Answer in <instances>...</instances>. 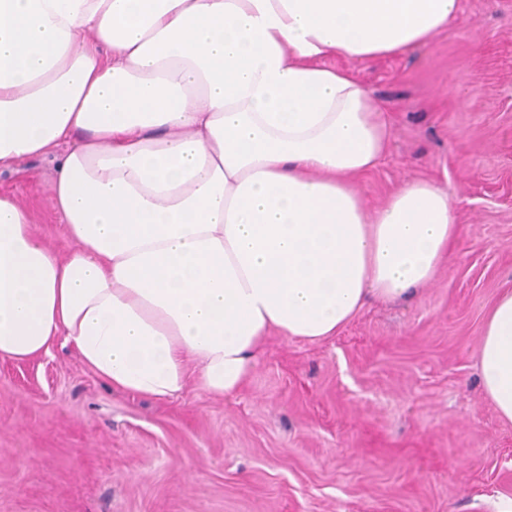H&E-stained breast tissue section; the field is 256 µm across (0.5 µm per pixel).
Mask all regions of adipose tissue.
Masks as SVG:
<instances>
[{"mask_svg":"<svg viewBox=\"0 0 512 512\" xmlns=\"http://www.w3.org/2000/svg\"><path fill=\"white\" fill-rule=\"evenodd\" d=\"M459 0H0V166L54 162L73 248L0 195V358L56 340L116 390L232 396L271 335L318 343L448 261L446 185L368 208L386 109L351 63L428 44ZM344 66H336V59ZM485 397L512 424V290L487 309Z\"/></svg>","mask_w":512,"mask_h":512,"instance_id":"obj_1","label":"adipose tissue"}]
</instances>
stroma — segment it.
<instances>
[{"instance_id":"obj_1","label":"stroma","mask_w":512,"mask_h":512,"mask_svg":"<svg viewBox=\"0 0 512 512\" xmlns=\"http://www.w3.org/2000/svg\"><path fill=\"white\" fill-rule=\"evenodd\" d=\"M353 70L390 109L380 205L430 179L455 198L449 265L410 301L370 300L335 337H271L244 388L155 401L119 392L62 343L0 359V512H501L512 425L484 397L483 317L512 289V0H460L407 54ZM50 159L0 168L65 252Z\"/></svg>"}]
</instances>
